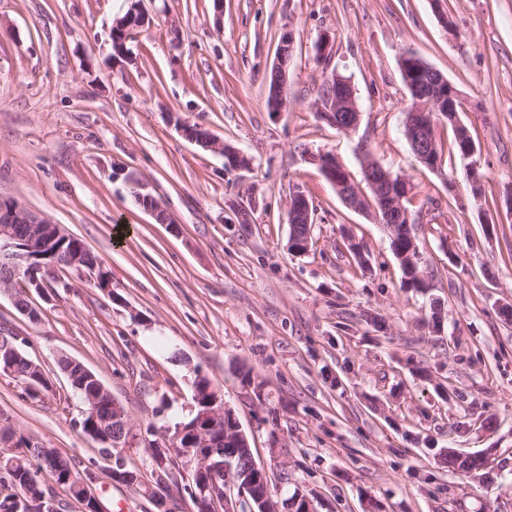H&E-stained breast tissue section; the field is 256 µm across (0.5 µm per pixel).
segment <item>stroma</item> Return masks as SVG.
I'll return each instance as SVG.
<instances>
[{"label": "stroma", "instance_id": "stroma-1", "mask_svg": "<svg viewBox=\"0 0 512 512\" xmlns=\"http://www.w3.org/2000/svg\"><path fill=\"white\" fill-rule=\"evenodd\" d=\"M128 6L0 0V197L85 242L111 281L106 292L60 272L47 292L28 290L35 321L0 289V332L51 381L32 398L0 373V423L78 467L97 458L58 367L67 356L123 406L126 456L146 481L150 444L191 415L201 374L280 495L307 490L316 512H512V0H224L219 16L212 0H142L149 22L119 63L109 33ZM287 32L288 106L272 112L266 80ZM323 34L326 65L314 56ZM407 50L459 91L480 197L466 160L429 170L404 138ZM335 75L357 97L351 133L317 113ZM175 113L250 168L188 142ZM319 151L357 182L366 152L411 180L427 291L402 287L388 228L346 206L308 159ZM139 187L171 223L137 204ZM296 190L315 210L302 254L288 247ZM249 203L251 223H236ZM449 448L494 449L492 478L449 471ZM94 489L104 512H154L105 474Z\"/></svg>", "mask_w": 512, "mask_h": 512}]
</instances>
